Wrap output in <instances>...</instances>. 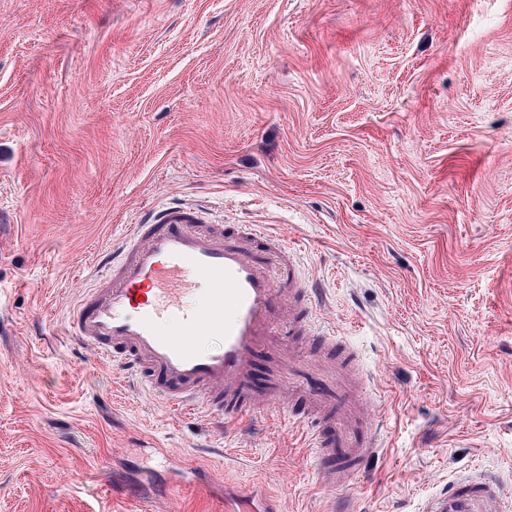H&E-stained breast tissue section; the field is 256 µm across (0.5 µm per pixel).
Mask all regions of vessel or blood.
Segmentation results:
<instances>
[{"instance_id":"b4317fda","label":"vessel or blood","mask_w":512,"mask_h":512,"mask_svg":"<svg viewBox=\"0 0 512 512\" xmlns=\"http://www.w3.org/2000/svg\"><path fill=\"white\" fill-rule=\"evenodd\" d=\"M295 257L255 225L212 224L203 210L168 206L153 223L129 225L113 244L104 273L78 295L68 330L170 409L223 416L225 429L250 424L260 408L284 405L316 455L339 456L319 485L339 512H349L351 498L338 491L382 443L380 426L366 421L375 401L369 378L338 349V335L325 339L334 356L320 360L333 370L334 397L292 383L261 398L250 385L258 354L280 364L294 360L281 335L306 333L321 299L319 289L299 280L288 290L276 288L274 271L294 269ZM209 336L221 337V346L204 348ZM224 506L226 512H278L265 493L231 486ZM419 512H512V500L498 479L465 472L428 494Z\"/></svg>"}]
</instances>
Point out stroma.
<instances>
[{
  "label": "stroma",
  "mask_w": 512,
  "mask_h": 512,
  "mask_svg": "<svg viewBox=\"0 0 512 512\" xmlns=\"http://www.w3.org/2000/svg\"><path fill=\"white\" fill-rule=\"evenodd\" d=\"M202 207L296 246L386 414L357 512L512 486V0H0V512H328L282 409L170 413L70 341L129 224ZM258 358L254 393L328 394ZM224 506L227 512H278L275 501L265 493L258 490L243 493L225 481Z\"/></svg>",
  "instance_id": "1"
}]
</instances>
